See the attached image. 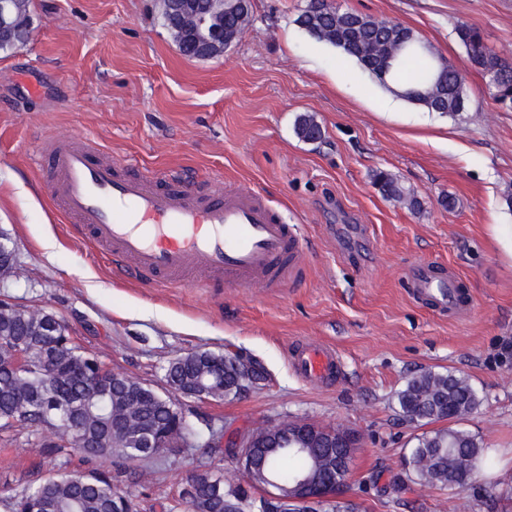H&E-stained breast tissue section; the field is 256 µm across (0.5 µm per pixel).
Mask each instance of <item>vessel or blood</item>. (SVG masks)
I'll use <instances>...</instances> for the list:
<instances>
[{"instance_id":"b4317fda","label":"vessel or blood","mask_w":512,"mask_h":512,"mask_svg":"<svg viewBox=\"0 0 512 512\" xmlns=\"http://www.w3.org/2000/svg\"><path fill=\"white\" fill-rule=\"evenodd\" d=\"M50 163L53 200L64 215L104 254L132 258L145 280L273 286L298 271L301 238L259 192L204 197L178 175L128 174L96 152L66 143L56 146ZM411 279L440 308L458 309L466 300L459 279L433 263H418ZM293 361L308 381H331L341 372L329 347L297 348Z\"/></svg>"}]
</instances>
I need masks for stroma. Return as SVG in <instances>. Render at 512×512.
I'll list each match as a JSON object with an SVG mask.
<instances>
[{
    "instance_id": "35a3bbf8",
    "label": "stroma",
    "mask_w": 512,
    "mask_h": 512,
    "mask_svg": "<svg viewBox=\"0 0 512 512\" xmlns=\"http://www.w3.org/2000/svg\"><path fill=\"white\" fill-rule=\"evenodd\" d=\"M342 11L411 29L465 71L464 112L427 111L380 84L355 58L313 38L297 19L309 0H252L242 37L224 56H184L157 0H32L31 38L0 53V234L13 247L0 299L55 314L109 369L155 390L164 368L196 350L243 353L268 378L241 397L181 398L197 426L301 420L357 432L348 496L363 512H512V109L471 70L460 24L512 61V0H331ZM309 113L324 129L294 133ZM97 148L135 172L171 169L196 191L262 193L298 225L296 284L249 288L155 285L120 273L51 198L48 161L58 142ZM384 169L421 207L383 197ZM421 261L463 280L469 308L439 311L413 292ZM325 344L340 378L311 383L292 349ZM451 370L479 393L461 428L496 459L473 491L400 483L421 427L395 395L413 374ZM41 436L0 434V486L22 488L49 467ZM198 472L259 498L224 451L174 448L124 483L140 512L171 499ZM295 133L297 137L306 142L321 140L323 137L322 126L313 116L302 114L295 121Z\"/></svg>"
}]
</instances>
